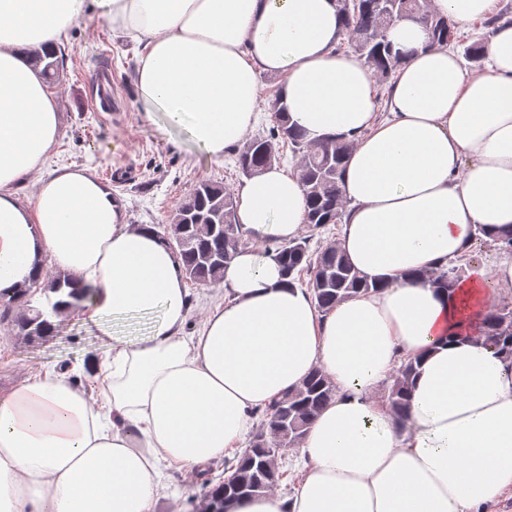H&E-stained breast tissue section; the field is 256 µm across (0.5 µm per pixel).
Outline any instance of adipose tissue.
<instances>
[{
    "label": "adipose tissue",
    "instance_id": "1",
    "mask_svg": "<svg viewBox=\"0 0 512 512\" xmlns=\"http://www.w3.org/2000/svg\"><path fill=\"white\" fill-rule=\"evenodd\" d=\"M101 18L142 43L137 88L217 159L257 122L259 77L306 140L351 141L337 245L369 282L326 313L273 257L240 247L223 304L186 331L181 264L153 225L129 223L88 169L44 172L59 116L31 49L57 50ZM336 0H0V292L54 267L91 291L82 315L105 347L83 364L89 397L48 369L0 393V512H155L162 465L197 472L237 450L275 399L321 370L335 398L309 426L291 496L231 512H480L512 488V363L482 345L512 294V258L451 291L423 280L467 253L475 225L512 231V21L465 69L426 32L394 22L409 52L378 120L371 70L338 53ZM40 179L29 205L14 188ZM241 238L284 244L307 211L298 176L276 166L236 191ZM159 312L128 339L121 320ZM417 361L407 423L375 399Z\"/></svg>",
    "mask_w": 512,
    "mask_h": 512
}]
</instances>
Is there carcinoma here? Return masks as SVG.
I'll return each instance as SVG.
<instances>
[{
	"label": "carcinoma",
	"instance_id": "1",
	"mask_svg": "<svg viewBox=\"0 0 512 512\" xmlns=\"http://www.w3.org/2000/svg\"><path fill=\"white\" fill-rule=\"evenodd\" d=\"M343 18L342 35L346 40L336 51L351 53L373 71L381 89L391 88L397 67L408 54L394 49L388 40L393 22L409 19L429 35L428 46H453L465 41L456 25L448 18L434 14L428 0H336ZM43 65L45 79L51 80L63 66V54H35ZM274 123L268 133L247 142L238 152L239 172L249 178L280 161L277 143L288 145L298 157V170L306 198L305 223L317 230L328 224H341L347 215L343 181L346 160L352 142L331 138L320 143L308 140L288 125V115L280 100H271ZM160 240L179 258L186 279L194 284L219 282L224 266L231 261L241 239L236 222L235 198L224 185L199 182L186 195L169 222L156 228ZM311 237H299L265 254H275L286 276L308 288L321 312L326 313L338 303L370 284L349 263L336 247L311 250ZM466 260L450 261L426 276L437 288L449 291L462 279ZM44 298L32 304L35 294ZM89 298V291L77 288L66 273L48 277L35 276L22 287L20 300L0 297V322L11 317L15 309L25 307V314L16 318L15 326L22 336H43L52 326V318L62 308L78 309ZM481 343L495 349L505 359H512V303L496 307L486 318ZM416 360L401 363L387 384L386 406L400 422L407 420L410 407L411 382ZM336 396V388L320 370L313 371L299 387L269 404L249 448L230 466V474L209 483L197 512H229L234 501L263 495L272 490L284 476L278 458L282 448H296L319 412Z\"/></svg>",
	"mask_w": 512,
	"mask_h": 512
}]
</instances>
